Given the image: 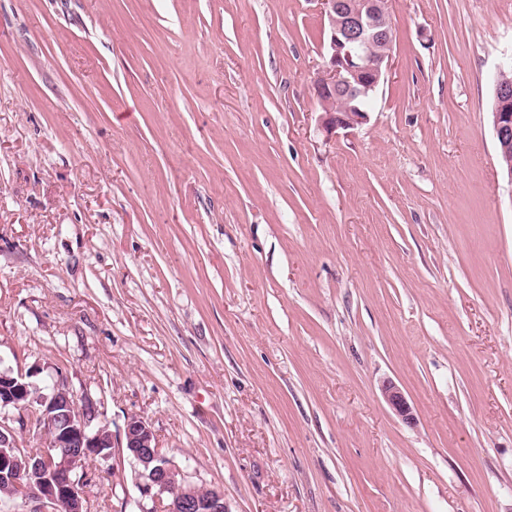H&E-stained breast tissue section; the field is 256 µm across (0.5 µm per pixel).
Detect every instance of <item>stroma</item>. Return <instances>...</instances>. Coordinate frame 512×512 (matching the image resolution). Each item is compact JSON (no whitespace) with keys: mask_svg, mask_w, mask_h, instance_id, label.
<instances>
[{"mask_svg":"<svg viewBox=\"0 0 512 512\" xmlns=\"http://www.w3.org/2000/svg\"><path fill=\"white\" fill-rule=\"evenodd\" d=\"M390 11L330 135L319 0H0V366L144 417L228 512H512V0ZM108 466L91 512H139ZM494 88L493 132L506 165L501 167L512 180V77L507 67L499 68ZM381 395L391 409L403 422L410 424L414 421L413 408L401 389L390 380L382 383Z\"/></svg>","mask_w":512,"mask_h":512,"instance_id":"obj_1","label":"stroma"}]
</instances>
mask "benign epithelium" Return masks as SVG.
<instances>
[{
  "instance_id": "benign-epithelium-1",
  "label": "benign epithelium",
  "mask_w": 512,
  "mask_h": 512,
  "mask_svg": "<svg viewBox=\"0 0 512 512\" xmlns=\"http://www.w3.org/2000/svg\"><path fill=\"white\" fill-rule=\"evenodd\" d=\"M391 0H322L329 20L324 66L314 80L323 106V128L351 130L368 120L361 104L387 80L394 33ZM493 132L505 160L502 170L512 181V73L502 66L494 88ZM43 367L27 371L0 368V473L14 478L15 494L32 504L31 512H87L84 483L90 465L108 461L116 448L134 463L140 493L139 512H228L224 493H202L183 470L158 448L150 424L139 415L127 417L115 437L105 419L104 402L79 393L62 376L47 395L31 381ZM381 395L403 422L414 421L413 408L391 380ZM35 435L44 444L36 456L23 449L19 436Z\"/></svg>"
}]
</instances>
